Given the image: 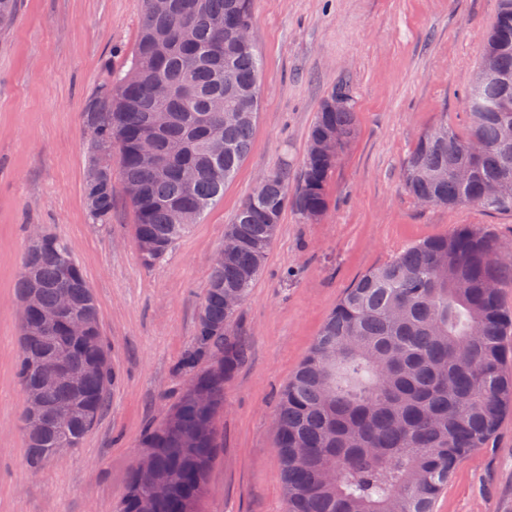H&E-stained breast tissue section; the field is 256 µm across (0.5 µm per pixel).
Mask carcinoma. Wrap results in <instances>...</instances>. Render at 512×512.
I'll return each mask as SVG.
<instances>
[{
  "mask_svg": "<svg viewBox=\"0 0 512 512\" xmlns=\"http://www.w3.org/2000/svg\"><path fill=\"white\" fill-rule=\"evenodd\" d=\"M142 0L135 50L124 69L111 76L94 112L84 113L93 149L89 167L106 170L117 160L122 192L132 204L134 240L152 243L139 251L154 265L224 197V186L249 153L260 103L263 61L256 47L239 43L226 21H252L253 0ZM496 73L469 86L465 96L468 132L448 121L428 129L408 155L402 173L417 202L454 209L474 206L512 212V0H498L481 59ZM135 82L122 78L132 66ZM324 98L309 128L312 142L330 131L342 153L358 133L354 105L336 109ZM218 136L224 150L211 152ZM155 140L167 160L161 172L141 155ZM479 141L485 149L473 153ZM338 157L306 154L296 186L284 194L288 170L270 173L239 206L225 234L238 249L214 262L200 303L191 347L177 370L187 384L166 422L148 428L140 447L155 449L152 465L175 477L166 492L151 496L131 471L118 512H200L212 466L222 448L220 413L224 385L247 353L238 327L240 310H228L224 295L246 299L262 273L286 210L303 221L321 219L329 205L328 182ZM468 171L459 181L454 173ZM108 178L85 185L89 220L112 217ZM48 243L26 249L17 288L33 291L37 306L51 308L60 294L72 296V312L97 323L92 289L67 244L46 234ZM512 287V250L476 224L417 240L361 275L346 289L308 354L277 398V454L287 512H433L459 462L483 448L512 406V378L503 364L512 351V311L501 304ZM21 322L16 375L36 385L30 366L42 344L29 340ZM58 347L85 370L81 407L69 425L33 432L28 465L37 469L57 448L75 450L97 421L108 390L119 380L109 350L95 329L73 336L60 323ZM222 363L212 368L215 355ZM208 392L200 403L194 390ZM72 393L59 388L41 395L47 409L68 407Z\"/></svg>",
  "mask_w": 512,
  "mask_h": 512,
  "instance_id": "1",
  "label": "carcinoma"
}]
</instances>
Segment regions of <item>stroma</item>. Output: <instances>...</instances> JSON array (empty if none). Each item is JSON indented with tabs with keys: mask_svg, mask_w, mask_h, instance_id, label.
Returning a JSON list of instances; mask_svg holds the SVG:
<instances>
[{
	"mask_svg": "<svg viewBox=\"0 0 512 512\" xmlns=\"http://www.w3.org/2000/svg\"><path fill=\"white\" fill-rule=\"evenodd\" d=\"M497 0H255L264 61L251 149L224 197L154 266L134 243L135 213L113 174L112 218L89 223L91 147L83 114L133 52L141 0H17L0 25V512H116L144 431L186 380L174 367L194 336L224 229L264 174L300 172L321 100L347 84L358 136L329 182L319 223L286 211L241 306L247 361L224 387L223 450L205 512H284L272 421L277 394L345 288L407 243L478 224L512 244V213L426 207L402 168L440 119L467 129L464 95ZM63 239L92 289L118 384L80 448L26 464L15 374V283L31 225ZM436 512H512V411L471 452Z\"/></svg>",
	"mask_w": 512,
	"mask_h": 512,
	"instance_id": "1",
	"label": "stroma"
}]
</instances>
